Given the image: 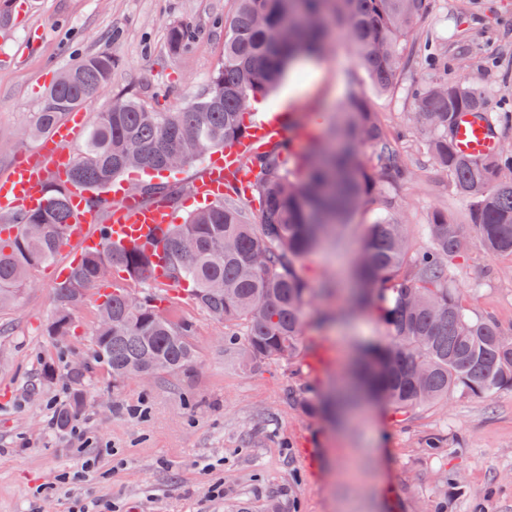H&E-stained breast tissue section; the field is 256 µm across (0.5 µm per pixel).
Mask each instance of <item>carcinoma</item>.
I'll return each mask as SVG.
<instances>
[{
	"label": "carcinoma",
	"mask_w": 512,
	"mask_h": 512,
	"mask_svg": "<svg viewBox=\"0 0 512 512\" xmlns=\"http://www.w3.org/2000/svg\"><path fill=\"white\" fill-rule=\"evenodd\" d=\"M429 0H235L224 17V59L206 86L184 106L159 111L132 97H118L97 113L67 181L48 186L44 209L12 216L19 227L0 238V308L13 303L35 268L53 259L65 242L71 185L98 192L128 172L159 173L172 157L186 166L211 150L239 140L253 113L249 100L274 92L300 54L321 51L338 25L359 64L381 91L397 80L404 43L428 11ZM195 32L167 30L173 53L186 49ZM112 53L90 54L63 69L47 91L27 135L46 134L67 112L95 102L112 76ZM412 122L429 135L437 165L470 201V233L489 255L512 254V147L485 157H464L452 145L456 112H482L485 90L468 82L436 83L413 91ZM342 143L325 151L312 139L295 151L276 147L258 161L249 193L259 202L254 224L237 203L240 193L190 213L165 236L164 263L170 283L191 286L195 304L226 327L244 333L230 344L246 369L294 363L302 351L301 329L312 289L303 261L319 239L371 194L397 189L410 178L397 142L385 132L363 96L346 101ZM368 163L360 159L362 147ZM144 196L177 204L180 190L145 183ZM429 245L412 246L401 217L389 212L369 225L351 301L374 310L390 329L388 341L369 351V365L353 373L396 413L436 407L458 393L484 397L512 388V337L493 319L469 309L455 280L466 258L448 215L437 211L427 225ZM154 251L110 244L84 255L54 294L47 336H66L73 310L104 280L120 271L140 284L152 279ZM136 303L114 289L99 304L91 332L93 361L112 379L140 370L177 375L191 370L196 350L192 326L170 320L149 293ZM84 406L75 392L55 411V426L68 429Z\"/></svg>",
	"instance_id": "cac0c4a2"
}]
</instances>
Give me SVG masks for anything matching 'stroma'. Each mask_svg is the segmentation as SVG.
<instances>
[{
  "label": "stroma",
  "instance_id": "35a3bbf8",
  "mask_svg": "<svg viewBox=\"0 0 512 512\" xmlns=\"http://www.w3.org/2000/svg\"><path fill=\"white\" fill-rule=\"evenodd\" d=\"M14 2L11 32L0 40V176L37 149L23 134L62 66L112 54L111 80L84 108L86 122L124 94L161 111L175 108L222 60L220 20L234 8V0ZM178 23L191 25L196 38L175 55L166 31ZM443 79L486 87L489 116L512 113V0H432L388 91L372 87L349 40L334 32L312 67L291 69L281 91L263 100L267 112L294 91L296 111L319 114L314 132L332 148L331 123L350 93L362 94L387 132L402 134V158L414 173L399 190L367 199L340 236L307 257L311 306L330 320L305 323L294 364L243 369L223 323L183 287L164 286L156 295L172 320L191 324L197 365L176 377L113 381L90 361L96 297L76 311L67 340L45 333L56 271L69 255L34 271L23 297L0 309V512H69L78 502L92 512H258L272 498L284 512H512V389L457 395L406 420L366 397L342 417L331 404L337 379L366 345L386 343L389 330L368 310L349 312L345 294L326 297L320 287L351 269L368 224L383 210L399 207L418 247L429 243L434 211L468 221L467 199L411 122V90ZM457 278L465 303L512 336V255L471 248ZM78 359L89 367L76 374ZM47 363L55 369L50 380ZM78 389L85 408L76 428L57 431L54 412ZM78 430L96 472H85L75 454ZM452 470L461 484L443 486ZM216 483L223 497H211Z\"/></svg>",
  "mask_w": 512,
  "mask_h": 512
}]
</instances>
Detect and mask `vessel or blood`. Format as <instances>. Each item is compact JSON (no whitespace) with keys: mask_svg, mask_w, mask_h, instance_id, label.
I'll return each instance as SVG.
<instances>
[{"mask_svg":"<svg viewBox=\"0 0 512 512\" xmlns=\"http://www.w3.org/2000/svg\"><path fill=\"white\" fill-rule=\"evenodd\" d=\"M78 135L79 130L71 121L54 126L34 158L0 178V209L17 212L45 205L47 183L54 178L66 179L71 169L72 157L67 146ZM308 136V131L290 124L284 112L255 120L246 137L225 147L222 160L209 164L196 184L198 199L207 203L221 199L234 185L251 181L253 161L270 142L288 138L298 148ZM453 143L461 155L483 157L496 152L498 139L485 118L464 111L456 115ZM102 196L105 205L98 210L86 207L85 191L76 189L71 193L74 220L65 247L75 256L99 250L108 240L118 247L150 244L161 249L166 231L178 221L165 204L143 205L137 195L125 189L106 190Z\"/></svg>","mask_w":512,"mask_h":512,"instance_id":"obj_1","label":"vessel or blood"}]
</instances>
